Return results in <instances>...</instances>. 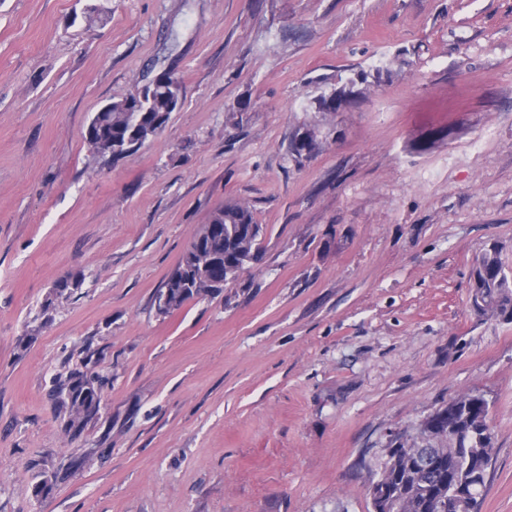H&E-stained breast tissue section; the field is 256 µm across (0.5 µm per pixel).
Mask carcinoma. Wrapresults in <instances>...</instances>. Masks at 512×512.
I'll return each mask as SVG.
<instances>
[{
  "label": "carcinoma",
  "mask_w": 512,
  "mask_h": 512,
  "mask_svg": "<svg viewBox=\"0 0 512 512\" xmlns=\"http://www.w3.org/2000/svg\"><path fill=\"white\" fill-rule=\"evenodd\" d=\"M342 92L336 88L321 93L314 101L316 111L335 112L336 98ZM180 95L181 81L167 74L156 79L143 97L114 101L112 107L95 114V123L104 126L112 141H94L92 149L114 161L134 153L163 131ZM318 149L313 133L307 129L302 141L293 138L289 144L291 155L299 163L312 158ZM262 232L249 203L234 202L216 209L210 222L194 235L193 248L184 251L175 270L157 289L158 311L170 313L195 298L214 296L219 289L208 288L206 280L234 281L239 273L261 262ZM471 279L473 310L512 320V274L506 272L496 244L476 258ZM104 385L99 376L78 368L58 381L55 395L59 407L67 413L66 432L75 433L96 417ZM489 409L483 394L470 392L424 421L422 433L448 434V442L439 445L438 465L426 473L405 458L403 444L388 449L382 471L389 472L392 491L409 497L411 512H432L433 501L448 497V490L456 485L476 497L490 462Z\"/></svg>",
  "instance_id": "carcinoma-1"
}]
</instances>
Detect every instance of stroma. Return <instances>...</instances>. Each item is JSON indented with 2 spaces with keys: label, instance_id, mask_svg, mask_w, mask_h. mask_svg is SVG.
<instances>
[{
  "label": "stroma",
  "instance_id": "35a3bbf8",
  "mask_svg": "<svg viewBox=\"0 0 512 512\" xmlns=\"http://www.w3.org/2000/svg\"><path fill=\"white\" fill-rule=\"evenodd\" d=\"M164 72L162 133L96 154L93 115ZM240 201L262 261L159 313ZM492 242L512 268V0H0V512H372L391 441L466 392L478 512H512V321L470 307ZM83 366L108 384L72 436L51 389ZM304 131V138L302 141L297 142L296 136L302 132L299 129L295 131L289 144V151L295 161L301 163L303 160H308L315 155L319 149V145L313 133L307 129Z\"/></svg>",
  "mask_w": 512,
  "mask_h": 512
}]
</instances>
